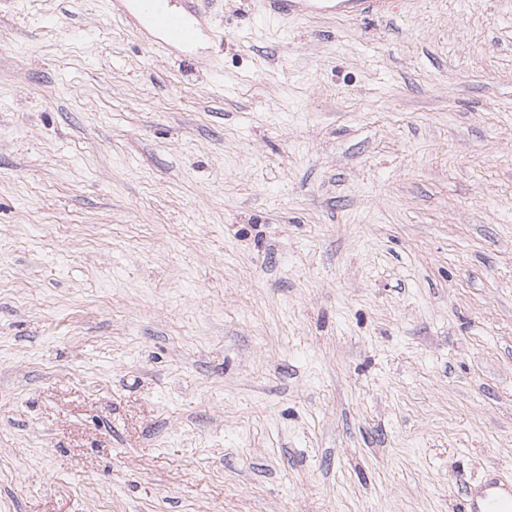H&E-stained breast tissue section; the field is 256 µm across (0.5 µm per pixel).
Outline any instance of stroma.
Listing matches in <instances>:
<instances>
[{
    "mask_svg": "<svg viewBox=\"0 0 512 512\" xmlns=\"http://www.w3.org/2000/svg\"><path fill=\"white\" fill-rule=\"evenodd\" d=\"M190 61L0 0V512H463L512 474V0Z\"/></svg>",
    "mask_w": 512,
    "mask_h": 512,
    "instance_id": "1",
    "label": "stroma"
}]
</instances>
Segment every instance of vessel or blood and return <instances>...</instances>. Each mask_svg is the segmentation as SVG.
Listing matches in <instances>:
<instances>
[{
    "instance_id": "obj_1",
    "label": "vessel or blood",
    "mask_w": 512,
    "mask_h": 512,
    "mask_svg": "<svg viewBox=\"0 0 512 512\" xmlns=\"http://www.w3.org/2000/svg\"><path fill=\"white\" fill-rule=\"evenodd\" d=\"M201 0H110L147 42L166 50L197 45L205 29ZM391 0H250L253 14L272 22L289 16L335 14L344 17H385ZM465 512H512V476L493 474L468 488Z\"/></svg>"
}]
</instances>
